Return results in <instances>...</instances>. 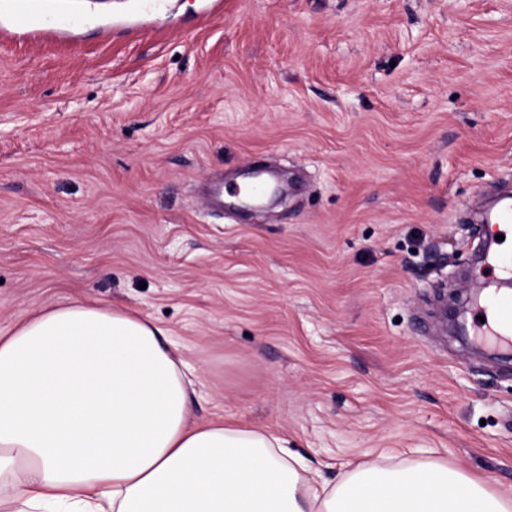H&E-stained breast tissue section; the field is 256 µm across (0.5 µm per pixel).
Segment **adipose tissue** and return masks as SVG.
I'll return each instance as SVG.
<instances>
[{"mask_svg":"<svg viewBox=\"0 0 512 512\" xmlns=\"http://www.w3.org/2000/svg\"><path fill=\"white\" fill-rule=\"evenodd\" d=\"M167 330L75 302L0 332V512H512L426 460L331 483L271 431L192 418Z\"/></svg>","mask_w":512,"mask_h":512,"instance_id":"1","label":"adipose tissue"}]
</instances>
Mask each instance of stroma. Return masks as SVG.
Returning <instances> with one entry per match:
<instances>
[{"label":"stroma","instance_id":"obj_1","mask_svg":"<svg viewBox=\"0 0 512 512\" xmlns=\"http://www.w3.org/2000/svg\"><path fill=\"white\" fill-rule=\"evenodd\" d=\"M63 0L0 43V329L91 300L169 331L196 420L281 434L328 479L432 458L512 496V361L441 329L512 187V0ZM283 179L255 214L213 176Z\"/></svg>","mask_w":512,"mask_h":512}]
</instances>
